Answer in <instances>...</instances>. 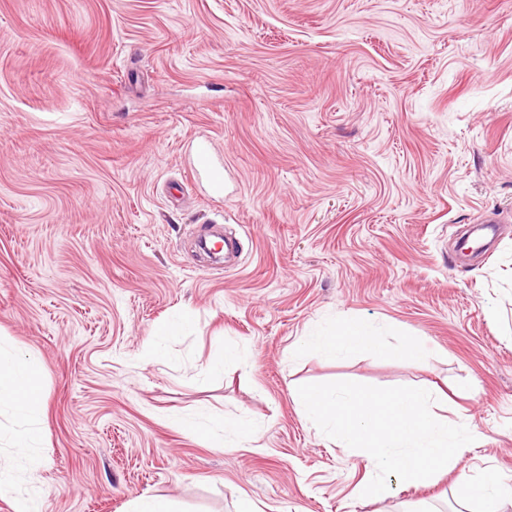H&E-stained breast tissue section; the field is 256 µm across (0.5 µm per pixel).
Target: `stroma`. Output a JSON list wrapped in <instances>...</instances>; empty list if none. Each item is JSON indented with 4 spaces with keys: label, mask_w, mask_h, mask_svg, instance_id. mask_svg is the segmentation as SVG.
Masks as SVG:
<instances>
[{
    "label": "stroma",
    "mask_w": 512,
    "mask_h": 512,
    "mask_svg": "<svg viewBox=\"0 0 512 512\" xmlns=\"http://www.w3.org/2000/svg\"><path fill=\"white\" fill-rule=\"evenodd\" d=\"M205 137L223 198L171 201ZM212 224L234 261L195 252ZM343 319L384 353H296ZM0 341L40 369L18 474L43 512H375L291 398L341 380L447 385L479 432L461 468L512 477V0H0ZM228 345L249 369L199 377ZM201 410L257 447L168 422ZM455 478L386 512H454ZM190 325L184 317H174L164 322L155 332L158 340L152 339L147 344V355L154 360H166L168 358L167 350L161 345L160 340L183 336ZM169 423L188 434L204 435L212 448L224 447V431L231 430L238 444H253L258 441L261 427L258 424H244L223 417L199 414L195 417L173 416ZM128 512H177L174 504L165 497L142 494L129 502Z\"/></svg>",
    "instance_id": "1"
}]
</instances>
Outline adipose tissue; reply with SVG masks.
<instances>
[{"label":"adipose tissue","instance_id":"adipose-tissue-1","mask_svg":"<svg viewBox=\"0 0 512 512\" xmlns=\"http://www.w3.org/2000/svg\"><path fill=\"white\" fill-rule=\"evenodd\" d=\"M299 351H312L326 358L351 356L361 352L378 353L384 345L373 324L355 320L337 322L322 331L308 333ZM10 414L16 427L11 434L13 447L24 451L35 448L39 437L43 400L40 371L36 362L19 354L9 345L0 344V413ZM172 426L188 434L204 435L211 447L224 445L225 431H232L238 442L252 444L261 433L259 425L235 422L223 417L199 414L195 417L173 416ZM453 494L459 504H472L476 512H502L505 498H512V486L492 473L472 478L459 473Z\"/></svg>","mask_w":512,"mask_h":512}]
</instances>
